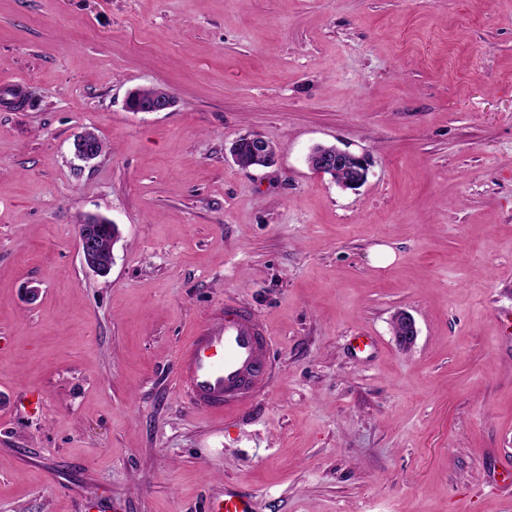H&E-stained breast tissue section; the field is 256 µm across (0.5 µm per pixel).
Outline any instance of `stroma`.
I'll list each match as a JSON object with an SVG mask.
<instances>
[{
	"mask_svg": "<svg viewBox=\"0 0 512 512\" xmlns=\"http://www.w3.org/2000/svg\"><path fill=\"white\" fill-rule=\"evenodd\" d=\"M147 86L174 106L126 111ZM245 133L272 164L233 163ZM319 144L366 183L313 171ZM89 214L119 230L104 277ZM224 304L271 336L242 416L173 375ZM510 463L512 0H0V512H205L227 486L257 512H512L487 487ZM309 166L320 174H336L337 179L345 180L340 183L346 189L361 187L368 177V163L363 155L352 153L348 150L335 147L333 151L319 152L313 155ZM347 172V173H346ZM78 241L85 266L92 272L101 274L96 239L88 226H84L83 230L78 233ZM396 326V329H394ZM393 331L396 340L403 347L413 344L418 336L416 323L414 319L405 312H398L393 321Z\"/></svg>",
	"mask_w": 512,
	"mask_h": 512,
	"instance_id": "35a3bbf8",
	"label": "stroma"
}]
</instances>
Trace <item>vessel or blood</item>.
Instances as JSON below:
<instances>
[{
  "mask_svg": "<svg viewBox=\"0 0 512 512\" xmlns=\"http://www.w3.org/2000/svg\"><path fill=\"white\" fill-rule=\"evenodd\" d=\"M267 327L247 310L225 306L175 354L178 387L200 413H234L267 388L272 367ZM207 512H255L252 494L228 487Z\"/></svg>",
  "mask_w": 512,
  "mask_h": 512,
  "instance_id": "1",
  "label": "vessel or blood"
}]
</instances>
